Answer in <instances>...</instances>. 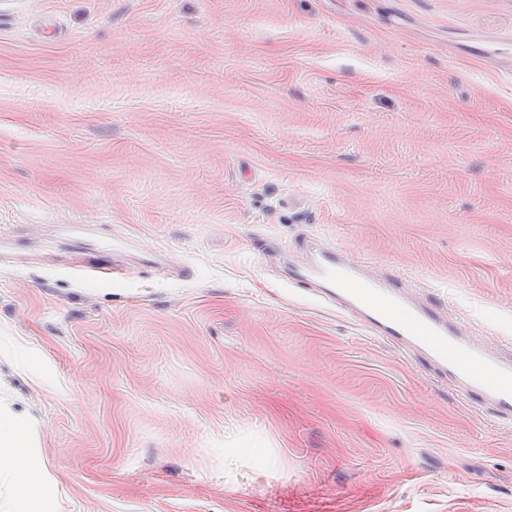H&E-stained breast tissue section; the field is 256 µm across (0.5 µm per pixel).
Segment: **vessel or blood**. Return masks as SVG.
<instances>
[{"label": "vessel or blood", "instance_id": "vessel-or-blood-1", "mask_svg": "<svg viewBox=\"0 0 512 512\" xmlns=\"http://www.w3.org/2000/svg\"><path fill=\"white\" fill-rule=\"evenodd\" d=\"M290 276L339 299L377 336L422 351L450 372L471 400L493 405L512 420V362L500 357L497 345L468 335L438 305L416 300L397 281L376 278L365 262L333 247H319Z\"/></svg>", "mask_w": 512, "mask_h": 512}]
</instances>
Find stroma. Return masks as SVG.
I'll list each match as a JSON object with an SVG mask.
<instances>
[{"label":"stroma","mask_w":512,"mask_h":512,"mask_svg":"<svg viewBox=\"0 0 512 512\" xmlns=\"http://www.w3.org/2000/svg\"><path fill=\"white\" fill-rule=\"evenodd\" d=\"M512 339V0H0V390L57 512H512V424L289 277Z\"/></svg>","instance_id":"obj_1"}]
</instances>
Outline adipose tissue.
I'll use <instances>...</instances> for the list:
<instances>
[{
    "label": "adipose tissue",
    "mask_w": 512,
    "mask_h": 512,
    "mask_svg": "<svg viewBox=\"0 0 512 512\" xmlns=\"http://www.w3.org/2000/svg\"><path fill=\"white\" fill-rule=\"evenodd\" d=\"M33 431L0 396V512H49L48 480Z\"/></svg>",
    "instance_id": "obj_1"
}]
</instances>
